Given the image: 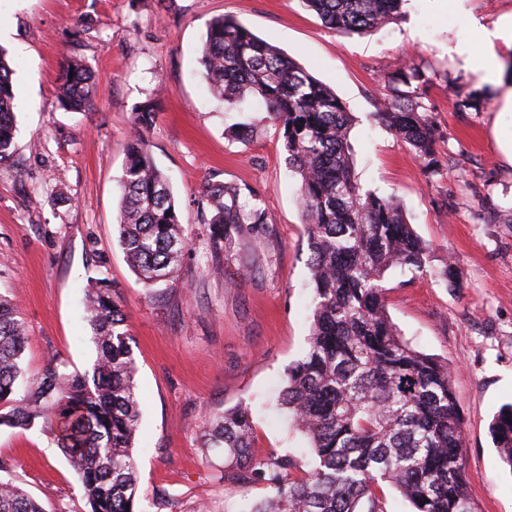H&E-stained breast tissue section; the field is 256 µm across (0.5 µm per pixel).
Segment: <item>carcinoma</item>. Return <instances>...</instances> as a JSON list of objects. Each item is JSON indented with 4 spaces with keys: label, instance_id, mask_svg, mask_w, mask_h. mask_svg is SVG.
Instances as JSON below:
<instances>
[{
    "label": "carcinoma",
    "instance_id": "1",
    "mask_svg": "<svg viewBox=\"0 0 512 512\" xmlns=\"http://www.w3.org/2000/svg\"><path fill=\"white\" fill-rule=\"evenodd\" d=\"M328 27L359 34L400 14L403 0H304ZM200 74L224 111L260 103L282 130L288 163L299 178V203L310 247L313 312L304 356L288 368L278 405L309 439L311 469L292 476L287 459L255 467L252 426L243 407L224 411L204 432L203 446L224 453V480L249 471L272 488L251 512H385L382 485H392L413 512H474L467 490L463 423L448 366L415 348L390 321L386 272L432 271L429 248L407 224L400 202L358 183L349 134L352 117L326 85L236 19H213L200 49ZM14 70L0 50V167L10 164L17 96ZM428 80L403 67L388 85H403L376 116L439 171L440 130L423 104ZM94 93L93 71L67 60L59 107L79 111ZM155 105L134 117L121 177L118 243L146 286L168 280L185 255L186 238L172 189L146 138ZM248 191L216 181L201 204L210 211L209 248L221 267L230 231L261 232L268 216ZM98 278L86 289V318L97 356L70 371L52 356L17 395L24 378L25 323L0 299V425L51 435L80 475L90 512H138L133 448L141 418L127 314ZM512 470V403L491 424ZM0 512H43L25 491L0 483Z\"/></svg>",
    "mask_w": 512,
    "mask_h": 512
}]
</instances>
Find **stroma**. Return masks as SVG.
Instances as JSON below:
<instances>
[{
	"mask_svg": "<svg viewBox=\"0 0 512 512\" xmlns=\"http://www.w3.org/2000/svg\"><path fill=\"white\" fill-rule=\"evenodd\" d=\"M231 15L332 89L354 122L350 143L364 188L396 195L454 282L390 269L385 303L401 337L452 374L464 421L462 456L476 512H512V470L489 433L512 402V110L486 78L485 32L512 20V0H404L379 28L343 35L303 0H0V47L15 70L16 146L0 169V296L28 331L24 366L49 354L69 369L96 358L85 319L88 278L107 277L128 316L142 417L135 439L144 512H249L270 487L225 482L224 456L201 446L210 418L244 407L252 455L310 469L307 438L276 406L289 365L311 327L310 247L298 179L277 127L249 112L232 134L199 74L211 20ZM78 59L97 91L83 112L56 102L60 65ZM428 79L424 103L440 129L442 166L429 174L412 148L376 117L389 76L403 64ZM468 95L475 107H462ZM157 110L147 131L168 177L187 253L172 278L149 288L121 249L118 182L135 113ZM255 191L269 222L234 232L212 274L207 183ZM11 481L44 512H89L79 476L39 430L0 426Z\"/></svg>",
	"mask_w": 512,
	"mask_h": 512,
	"instance_id": "stroma-1",
	"label": "stroma"
}]
</instances>
